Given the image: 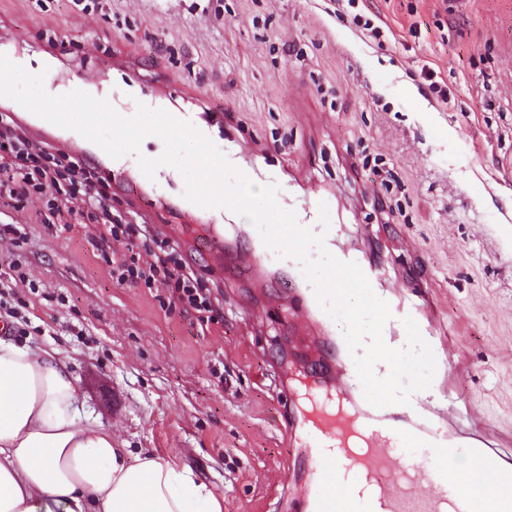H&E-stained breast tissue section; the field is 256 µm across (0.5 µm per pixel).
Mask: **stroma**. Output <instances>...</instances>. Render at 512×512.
<instances>
[{"instance_id":"35a3bbf8","label":"stroma","mask_w":512,"mask_h":512,"mask_svg":"<svg viewBox=\"0 0 512 512\" xmlns=\"http://www.w3.org/2000/svg\"><path fill=\"white\" fill-rule=\"evenodd\" d=\"M391 29L376 39L333 0H0V55L53 77L111 71L102 99L160 98L196 112L252 181L286 204L330 200L336 248L366 257L377 293L417 298L443 358L425 398L457 437L512 457V0H363ZM68 51L57 54L45 35ZM430 65L450 95L426 93ZM124 222L175 243L217 298L201 326L165 288L112 276L125 248L98 224L43 223L38 204L0 208L20 225L9 338L61 350L81 408L132 454L149 450L224 495V512H305L309 451L290 437L291 370L340 366L286 277L257 279L255 227L219 216L232 249L183 214L185 182L148 187L136 166L99 170ZM390 205L381 214L379 203Z\"/></svg>"}]
</instances>
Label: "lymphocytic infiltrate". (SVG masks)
Here are the masks:
<instances>
[{"label":"lymphocytic infiltrate","instance_id":"lymphocytic-infiltrate-1","mask_svg":"<svg viewBox=\"0 0 512 512\" xmlns=\"http://www.w3.org/2000/svg\"><path fill=\"white\" fill-rule=\"evenodd\" d=\"M93 177V168L86 161L61 151L48 152L0 132V203L18 210L38 204L47 224L57 222L68 228L100 224L116 240L138 236L139 228L122 223L113 214L111 198L105 189L95 187ZM112 274L122 283L173 289L183 307L193 311L202 324L219 319L205 283L187 270L167 241L146 247L144 253H131Z\"/></svg>","mask_w":512,"mask_h":512}]
</instances>
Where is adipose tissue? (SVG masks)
<instances>
[{"mask_svg":"<svg viewBox=\"0 0 512 512\" xmlns=\"http://www.w3.org/2000/svg\"><path fill=\"white\" fill-rule=\"evenodd\" d=\"M79 401L59 349L0 337V512H223L187 468L129 463Z\"/></svg>","mask_w":512,"mask_h":512,"instance_id":"adipose-tissue-1","label":"adipose tissue"}]
</instances>
